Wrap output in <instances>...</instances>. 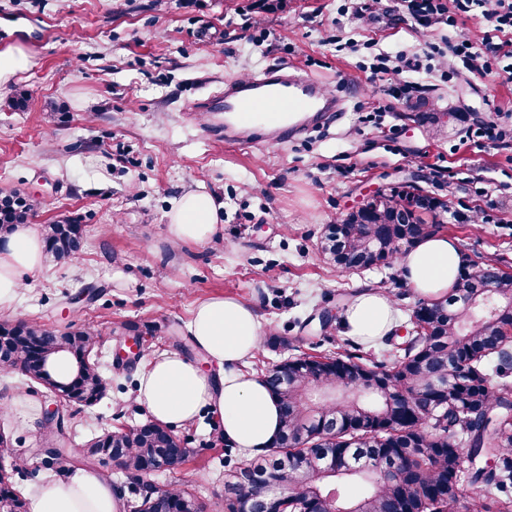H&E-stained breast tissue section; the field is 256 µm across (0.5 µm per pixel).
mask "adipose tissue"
<instances>
[{
    "label": "adipose tissue",
    "mask_w": 512,
    "mask_h": 512,
    "mask_svg": "<svg viewBox=\"0 0 512 512\" xmlns=\"http://www.w3.org/2000/svg\"><path fill=\"white\" fill-rule=\"evenodd\" d=\"M221 202L204 187L187 190L167 214V232L177 243H208L220 230ZM44 263L43 232L20 224L0 234V307L19 295L24 274ZM461 267L455 239L438 232L402 254L398 268L418 297L447 294ZM346 336L373 344L391 333L397 315L389 294L361 290L340 314ZM195 349L214 367L203 374L194 362L174 353L153 358L140 372L135 400L151 419L172 426L193 422L204 412L216 415L217 434L249 456L270 453L280 429V406L264 377L244 372L261 341L254 311L231 298L201 302L189 323ZM124 499L112 480L95 469L62 472L29 498V512H124Z\"/></svg>",
    "instance_id": "obj_1"
}]
</instances>
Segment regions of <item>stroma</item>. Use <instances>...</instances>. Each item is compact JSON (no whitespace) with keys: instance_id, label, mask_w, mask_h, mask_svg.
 Returning a JSON list of instances; mask_svg holds the SVG:
<instances>
[{"instance_id":"obj_1","label":"stroma","mask_w":512,"mask_h":512,"mask_svg":"<svg viewBox=\"0 0 512 512\" xmlns=\"http://www.w3.org/2000/svg\"><path fill=\"white\" fill-rule=\"evenodd\" d=\"M483 36L480 10L426 27L405 0H0V53L27 58L0 79V190L39 200L34 223L68 217L87 234L77 261L26 275L0 321L95 325L109 382L100 403L48 431L26 415L49 407L46 389L0 369V458L27 468L16 489L30 496L59 473L45 463L48 449L82 448L112 426L148 420L134 399L138 369L114 360L129 325L152 332L153 354L173 352L200 302L234 298L255 308L263 337L325 354L347 338L335 324L321 339L315 317L339 313L367 286L401 293L394 307L408 320L417 297L392 270L342 273L320 251L326 225L375 189L417 177L452 201L445 230L462 250L512 261V142L470 137L512 116V80L439 62L450 42ZM380 56L384 75L373 69ZM284 62L344 98L337 123L282 147H235L211 132L222 113L189 111L226 80ZM420 100L438 123L414 118ZM199 185L224 204L221 236L172 244L166 214ZM175 433L196 453L151 482L192 489L209 512H224V442L211 416Z\"/></svg>"}]
</instances>
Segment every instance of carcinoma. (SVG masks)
Returning a JSON list of instances; mask_svg holds the SVG:
<instances>
[{
    "instance_id": "obj_1",
    "label": "carcinoma",
    "mask_w": 512,
    "mask_h": 512,
    "mask_svg": "<svg viewBox=\"0 0 512 512\" xmlns=\"http://www.w3.org/2000/svg\"><path fill=\"white\" fill-rule=\"evenodd\" d=\"M39 202L15 192L0 195V233L26 224ZM449 202L413 198L410 187L330 224L322 254L340 272L392 269L400 255L444 228ZM45 252L54 263L73 262L84 247V229L70 221L44 225ZM448 295L418 299L407 335L383 339L381 356L354 344L334 354L302 353L265 373L280 401L281 434L275 449L224 471V512H244L248 490L262 484L276 496L257 512H512V273L502 261L473 260ZM401 341H396V338ZM6 360L23 380L43 384L49 363L68 354L76 368L58 384L79 406L106 392L98 360L100 332L83 325L65 333L0 322ZM116 454L127 475L142 476L174 455L197 453L173 430L148 422L108 430L95 449ZM395 466L399 476L384 474ZM364 493L350 499L347 485ZM129 512H201L185 487L164 495L140 482ZM0 512H27L9 473L0 475Z\"/></svg>"
}]
</instances>
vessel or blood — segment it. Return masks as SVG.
<instances>
[{
  "label": "vessel or blood",
  "mask_w": 512,
  "mask_h": 512,
  "mask_svg": "<svg viewBox=\"0 0 512 512\" xmlns=\"http://www.w3.org/2000/svg\"><path fill=\"white\" fill-rule=\"evenodd\" d=\"M190 109L223 113L227 144L279 146L329 123L342 111L343 101L315 76L285 63L225 81L221 95L193 103Z\"/></svg>",
  "instance_id": "vessel-or-blood-1"
}]
</instances>
